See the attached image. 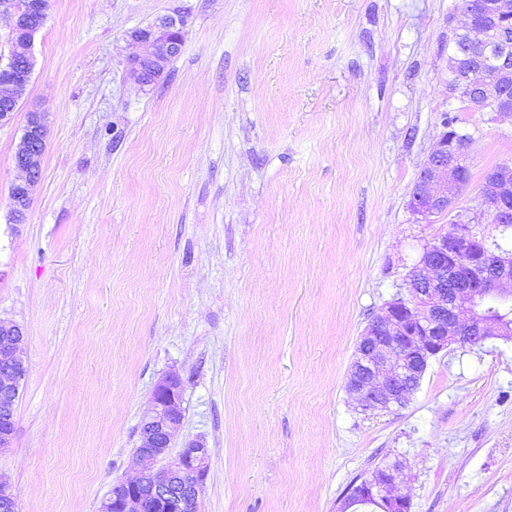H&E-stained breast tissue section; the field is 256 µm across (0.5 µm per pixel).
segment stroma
<instances>
[{
    "instance_id": "obj_1",
    "label": "stroma",
    "mask_w": 512,
    "mask_h": 512,
    "mask_svg": "<svg viewBox=\"0 0 512 512\" xmlns=\"http://www.w3.org/2000/svg\"><path fill=\"white\" fill-rule=\"evenodd\" d=\"M459 0H52L28 96L0 128V319L27 372L0 453L19 512H98L137 477L158 380L173 445L203 439L200 512H339L399 460L412 512H512V340L432 358L409 402L361 411L357 342L453 213L408 203L454 112L471 208L512 122L448 98ZM185 21L154 84L126 35ZM50 115L25 223L10 221L30 109Z\"/></svg>"
}]
</instances>
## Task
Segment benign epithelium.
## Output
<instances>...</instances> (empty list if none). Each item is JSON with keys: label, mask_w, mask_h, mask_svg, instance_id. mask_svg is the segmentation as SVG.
Returning <instances> with one entry per match:
<instances>
[{"label": "benign epithelium", "mask_w": 512, "mask_h": 512, "mask_svg": "<svg viewBox=\"0 0 512 512\" xmlns=\"http://www.w3.org/2000/svg\"><path fill=\"white\" fill-rule=\"evenodd\" d=\"M13 15L10 36L18 35L28 56L39 28L26 22L16 0H0V13ZM464 34L468 43L483 49L496 63V76L470 66L456 83L459 96L474 111L493 112L498 118L512 120V46L490 43L474 25L472 11H462ZM132 45L145 51L129 54V74L147 84L148 74L158 80L184 46V21L165 17L129 33ZM31 71L0 66V127L13 119L17 90L28 85ZM49 114L35 112L26 122L20 147L14 158L25 179L10 189L13 221L21 223L32 202V190L41 169V153L35 143L45 140ZM471 143L455 142L445 132L430 153L414 184L409 206L425 221L448 210L457 186L450 169L467 157ZM512 193V161L499 165L498 173L486 181L472 211L460 214L453 229L434 237L407 279L409 299L397 298L382 307L360 336L356 358L347 377V389L358 396L363 411L402 407L424 375L428 360L453 344L479 343L504 333L505 320L485 318L482 306L493 298L512 297V256L483 248V233L478 226L511 224L512 209L502 206V196ZM19 326L0 320V422L12 420L10 406L17 396L20 379L7 363L22 361ZM182 385L175 373L164 375L156 384L151 409L140 424V458L144 462L139 477L121 482L126 495L119 512H145L141 489L150 485L154 505L164 512H198V500L206 472L208 448L195 439L184 444L178 455L169 458L171 444L183 419ZM405 480L403 465L395 461L386 477L371 475L354 487L350 498L379 504L383 512H411L407 496L393 494Z\"/></svg>", "instance_id": "1"}]
</instances>
